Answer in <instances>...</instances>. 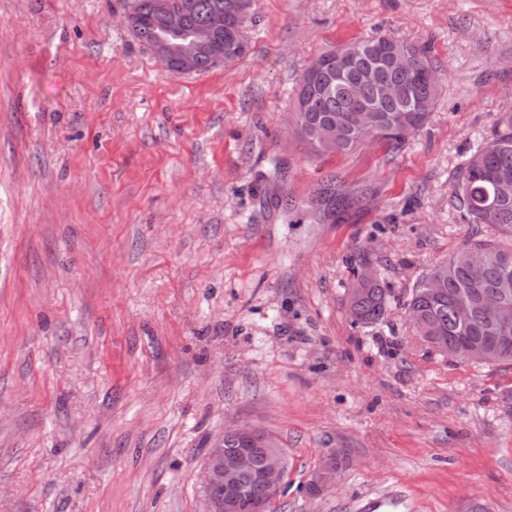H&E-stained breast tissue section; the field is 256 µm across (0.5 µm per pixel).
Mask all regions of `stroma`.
<instances>
[{
	"instance_id": "35a3bbf8",
	"label": "stroma",
	"mask_w": 512,
	"mask_h": 512,
	"mask_svg": "<svg viewBox=\"0 0 512 512\" xmlns=\"http://www.w3.org/2000/svg\"><path fill=\"white\" fill-rule=\"evenodd\" d=\"M129 5L0 0V512H205L228 421L279 438L278 512H512V364L430 352L404 308L493 232L453 184L512 113V0H253L248 52L205 74L163 70ZM380 33L429 44L434 111L401 149L309 156L303 71ZM358 251L389 296L363 327ZM340 468V460H336V466L332 455H326L322 466L315 473L312 485L316 493L329 488L336 481V469Z\"/></svg>"
}]
</instances>
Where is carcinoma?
<instances>
[{
    "instance_id": "carcinoma-1",
    "label": "carcinoma",
    "mask_w": 512,
    "mask_h": 512,
    "mask_svg": "<svg viewBox=\"0 0 512 512\" xmlns=\"http://www.w3.org/2000/svg\"><path fill=\"white\" fill-rule=\"evenodd\" d=\"M155 4L156 0H133L135 37L148 46L162 36L175 46H184L189 43L191 32L214 13L222 12L224 18L233 20L238 11V0H169V7L183 18V30L167 34ZM400 53L410 59L407 70L393 62ZM316 60L321 68L311 82L300 80L293 112L296 133L311 156L347 153L365 144L352 124L361 107L370 111L376 121L378 138L398 150L408 135L425 124L421 117L433 112L439 98V90L427 78L428 71L436 66L424 44L380 34L351 41ZM219 65V56L211 51L198 52L196 71L205 72ZM364 71L372 73L371 82L359 81ZM382 84L395 86L398 95L380 96L378 87ZM500 181L512 182L511 112L500 116L490 135L463 162L454 182L461 217L469 224H489L500 235H481L467 242L443 261L448 266L443 284L435 289L429 274L422 275L406 303L408 316L419 319L428 335L437 337L438 346H448L450 353L455 352L461 337L486 340L495 335L491 307L503 290H512V244L502 238L504 234L512 237V197L495 196V186ZM461 290L472 292L479 305V312L469 325L460 322L452 308V300ZM385 306V291L376 281L349 302V315L355 324L370 325L383 317ZM224 447L242 449L252 459V469L242 479L247 500L242 503L225 497L222 486L211 488L210 495L224 498L225 512H243L247 504L265 508L267 492L258 479L266 458L265 436L244 439L226 434Z\"/></svg>"
}]
</instances>
